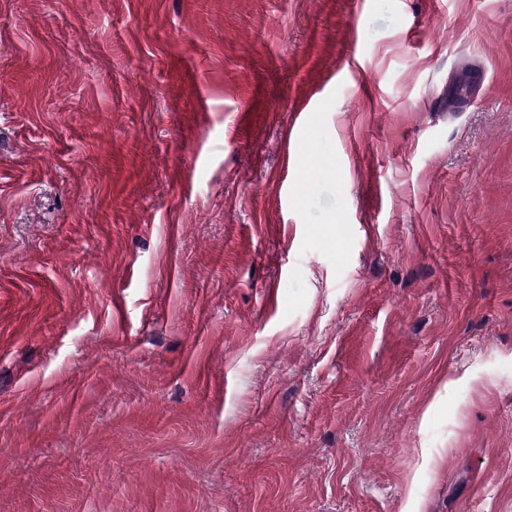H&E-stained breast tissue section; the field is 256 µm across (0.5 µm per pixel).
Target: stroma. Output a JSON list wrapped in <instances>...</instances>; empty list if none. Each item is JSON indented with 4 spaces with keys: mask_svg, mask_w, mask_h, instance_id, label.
Wrapping results in <instances>:
<instances>
[{
    "mask_svg": "<svg viewBox=\"0 0 512 512\" xmlns=\"http://www.w3.org/2000/svg\"><path fill=\"white\" fill-rule=\"evenodd\" d=\"M476 503L512 0H0V512Z\"/></svg>",
    "mask_w": 512,
    "mask_h": 512,
    "instance_id": "obj_1",
    "label": "stroma"
}]
</instances>
